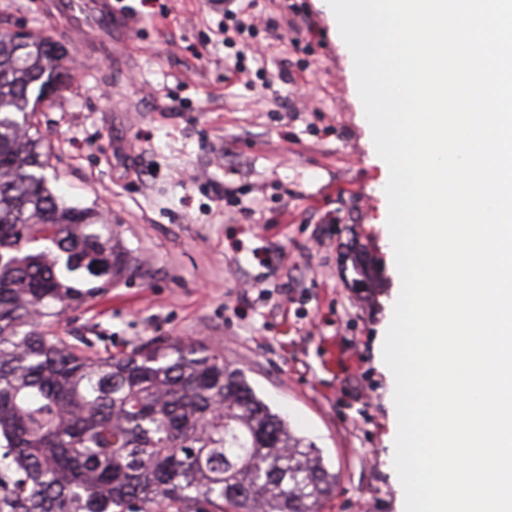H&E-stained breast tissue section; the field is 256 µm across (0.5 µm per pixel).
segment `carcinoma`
I'll use <instances>...</instances> for the list:
<instances>
[{
    "mask_svg": "<svg viewBox=\"0 0 512 512\" xmlns=\"http://www.w3.org/2000/svg\"><path fill=\"white\" fill-rule=\"evenodd\" d=\"M66 63L0 30V512H314L336 476L222 356L161 338L103 355L52 330L138 269L44 174L29 118Z\"/></svg>",
    "mask_w": 512,
    "mask_h": 512,
    "instance_id": "obj_1",
    "label": "carcinoma"
}]
</instances>
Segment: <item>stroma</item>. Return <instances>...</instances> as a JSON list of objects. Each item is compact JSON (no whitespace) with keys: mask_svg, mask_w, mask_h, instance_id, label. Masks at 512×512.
Masks as SVG:
<instances>
[{"mask_svg":"<svg viewBox=\"0 0 512 512\" xmlns=\"http://www.w3.org/2000/svg\"><path fill=\"white\" fill-rule=\"evenodd\" d=\"M46 2L0 0V29L73 59L33 117L46 175L141 266L57 333L114 354L153 337L208 346L320 448L336 490L317 512H405L382 354L401 291L389 170L333 11L257 0L252 33L228 44L216 0H124L131 23L108 55L81 49ZM237 64L245 79L225 81ZM228 189L255 212L226 205Z\"/></svg>","mask_w":512,"mask_h":512,"instance_id":"35a3bbf8","label":"stroma"}]
</instances>
